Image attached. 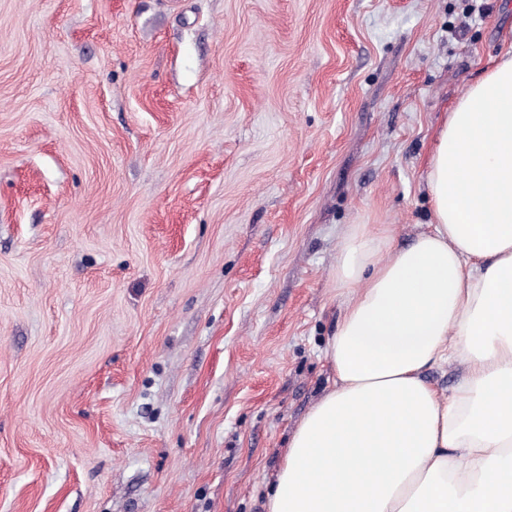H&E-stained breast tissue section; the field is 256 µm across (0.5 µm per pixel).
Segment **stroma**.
<instances>
[{
    "label": "stroma",
    "mask_w": 512,
    "mask_h": 512,
    "mask_svg": "<svg viewBox=\"0 0 512 512\" xmlns=\"http://www.w3.org/2000/svg\"><path fill=\"white\" fill-rule=\"evenodd\" d=\"M512 0H0V512H261L356 224L430 222Z\"/></svg>",
    "instance_id": "obj_1"
}]
</instances>
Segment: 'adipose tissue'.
<instances>
[{"label":"adipose tissue","mask_w":512,"mask_h":512,"mask_svg":"<svg viewBox=\"0 0 512 512\" xmlns=\"http://www.w3.org/2000/svg\"><path fill=\"white\" fill-rule=\"evenodd\" d=\"M431 221L344 237L324 348L264 512H512V47L458 99L427 160ZM454 361L450 394L425 378Z\"/></svg>","instance_id":"adipose-tissue-1"}]
</instances>
